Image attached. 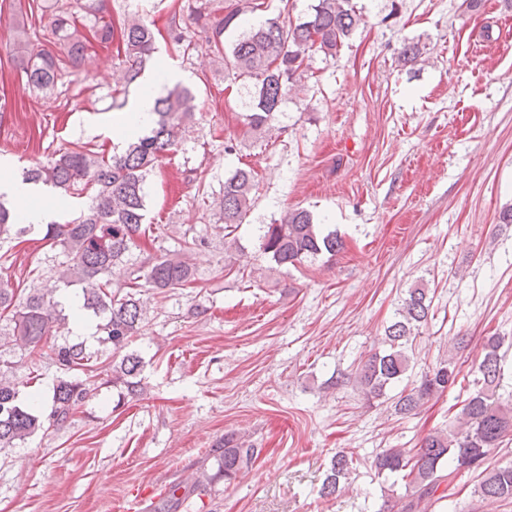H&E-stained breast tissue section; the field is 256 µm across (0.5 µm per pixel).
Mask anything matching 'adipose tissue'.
<instances>
[{
  "label": "adipose tissue",
  "mask_w": 512,
  "mask_h": 512,
  "mask_svg": "<svg viewBox=\"0 0 512 512\" xmlns=\"http://www.w3.org/2000/svg\"><path fill=\"white\" fill-rule=\"evenodd\" d=\"M179 77V72L171 66L144 72L128 116L108 131L112 143L125 145L150 127L156 99L164 86ZM0 194L12 200L15 210L29 224L42 226L51 223L60 213L58 206L46 204L48 191L43 184L17 180L12 165L8 163H0Z\"/></svg>",
  "instance_id": "adipose-tissue-1"
}]
</instances>
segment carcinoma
I'll return each mask as SVG.
<instances>
[{"mask_svg":"<svg viewBox=\"0 0 512 512\" xmlns=\"http://www.w3.org/2000/svg\"><path fill=\"white\" fill-rule=\"evenodd\" d=\"M32 3L40 16H48V34L60 47L57 53H32L27 51L21 36L14 45V50L28 56V85L40 92L55 90L70 69L82 66L94 41L107 44L119 40L128 64L127 82L137 78L154 53L156 36L152 20L134 15L104 21L99 16L103 7L92 2L81 6L85 14L94 17L85 33L78 27L79 16L73 5L65 0ZM260 7V0L245 2V8L251 12ZM243 9L227 14L212 26L199 0H186L178 12H187V17L206 31L204 42L185 38L177 12L169 19L167 35L172 45L186 56L203 49L228 60L234 79L246 89L248 126L251 131L260 132L275 120L286 90L302 75L310 54L321 52L331 58L339 57L362 18L353 0H315L307 20L267 18L242 32L227 53L224 31L237 26ZM425 50L420 42L409 41L402 47L400 61L414 62ZM193 101L192 91L177 85L166 96L157 98V119L150 134L130 143L124 152L106 157L79 146L25 172V180L50 184L64 196L82 185L95 187V194L87 210L73 221L46 225L42 240L59 248L66 257L53 287L32 288L21 301L15 298L14 289L0 287V315H5L6 321V328L0 327V332L31 354L49 350L63 372L53 386L51 403L39 412L20 397L19 383L10 376L15 362L0 358V452L17 447L39 431L46 434L65 428L92 397L88 382L71 377V373L94 371L99 365L98 353L82 342L66 339L60 343L57 339L59 329L68 320L62 292L72 285L81 286L82 309L100 319L96 342L111 349L112 386L120 388L119 396L123 398L141 394L143 358L129 350L143 317L136 289L186 288L195 282V273L188 261L160 254L147 257L130 272L125 292L112 289V274L125 266L128 252L146 234V176L181 143L186 125L194 119ZM255 186L256 173L250 168H238L224 179L219 202L224 228L242 222L251 207ZM27 232L21 216L0 201V241L20 239ZM341 247L336 235L324 233L303 208L290 209L279 222L267 225L260 240L262 253L278 266H294L324 253L334 256ZM430 304L428 289H408L397 317L385 328L388 349L360 360L348 380L376 398L403 379L410 369L408 345L427 323ZM499 346V337L487 340L486 353L478 365L479 388L465 400L457 425L428 434L418 448H385L374 457L373 465L379 473L402 474L405 492L396 496L391 505L396 512H434L437 504L447 498L448 487L462 470H483L477 489L481 496L512 499V465L492 469L486 466L490 450L512 434V406L503 403L497 394ZM456 376L453 358L441 361L422 375L417 385L397 393L396 413L418 414L425 403L447 390ZM260 452L261 449L245 445L232 434L225 435L191 477L171 486L165 507L176 512L185 502L210 491L217 481L234 479ZM352 464L353 459L346 453H336L330 460L320 496H333Z\"/></svg>","mask_w":512,"mask_h":512,"instance_id":"obj_1","label":"carcinoma"}]
</instances>
